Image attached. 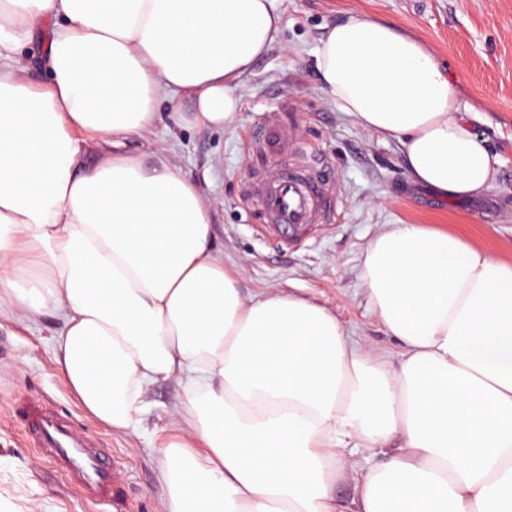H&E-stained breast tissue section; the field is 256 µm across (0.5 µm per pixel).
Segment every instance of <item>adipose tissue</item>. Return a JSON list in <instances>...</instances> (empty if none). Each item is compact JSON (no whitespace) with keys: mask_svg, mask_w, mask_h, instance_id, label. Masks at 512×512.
Instances as JSON below:
<instances>
[{"mask_svg":"<svg viewBox=\"0 0 512 512\" xmlns=\"http://www.w3.org/2000/svg\"><path fill=\"white\" fill-rule=\"evenodd\" d=\"M274 2L0 0V320H57L61 378L113 429L140 427L150 386H182L159 450L164 512H512V262L389 225L362 261L400 343L378 351L327 303L244 295L212 202L169 148L141 159L177 97L195 124L238 120L234 82L278 33ZM316 66L415 182L450 200L492 187L488 143L419 40L352 15Z\"/></svg>","mask_w":512,"mask_h":512,"instance_id":"adipose-tissue-1","label":"adipose tissue"}]
</instances>
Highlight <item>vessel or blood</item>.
Instances as JSON below:
<instances>
[{
  "instance_id": "obj_1",
  "label": "vessel or blood",
  "mask_w": 512,
  "mask_h": 512,
  "mask_svg": "<svg viewBox=\"0 0 512 512\" xmlns=\"http://www.w3.org/2000/svg\"><path fill=\"white\" fill-rule=\"evenodd\" d=\"M250 149L254 156L276 163L271 175L252 172L242 195L270 241L294 243L305 238L312 225L330 222L335 169L325 159L306 152L293 127L282 118L271 119L253 130ZM16 417L88 498L106 501L116 497L108 449L78 432L49 404L23 403Z\"/></svg>"
}]
</instances>
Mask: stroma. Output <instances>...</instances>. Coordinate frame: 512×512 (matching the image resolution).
<instances>
[{"label":"stroma","mask_w":512,"mask_h":512,"mask_svg":"<svg viewBox=\"0 0 512 512\" xmlns=\"http://www.w3.org/2000/svg\"><path fill=\"white\" fill-rule=\"evenodd\" d=\"M282 25L267 52L237 82L240 112L224 128L189 121L192 100L166 113L148 136L215 204L212 234L224 264L240 270L244 294L280 288L329 303L346 330L383 350L397 342L370 309L362 258L391 224H420L461 236L512 262V0H276ZM357 13L394 23L430 48L458 91V110L487 139L496 181L474 202L452 203L406 174L401 147L360 127L322 90L313 52L326 26ZM280 109L302 145L336 167V213L303 243L269 244L241 203L250 174L249 133ZM55 322L0 323V512H159L158 450L173 430L168 414L183 391L153 385L144 431L120 433L96 420L54 362ZM49 400L82 433L112 450L120 497L85 500L14 420L21 399Z\"/></svg>","instance_id":"obj_1"}]
</instances>
